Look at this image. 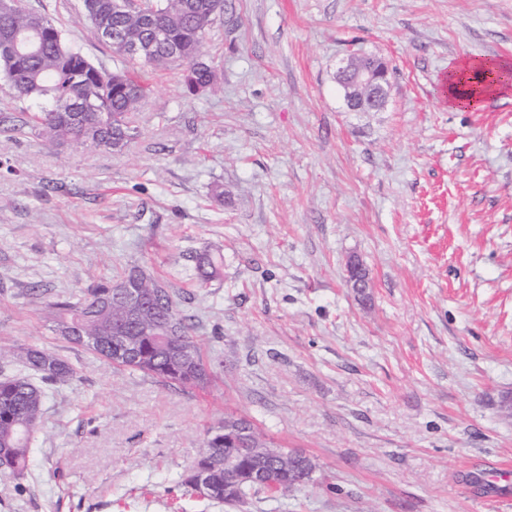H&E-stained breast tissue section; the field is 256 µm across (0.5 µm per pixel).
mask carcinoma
Returning <instances> with one entry per match:
<instances>
[{"mask_svg": "<svg viewBox=\"0 0 512 512\" xmlns=\"http://www.w3.org/2000/svg\"><path fill=\"white\" fill-rule=\"evenodd\" d=\"M113 0H82V13L98 38L113 53L125 56L124 43L104 38V32L121 29L125 40L144 42L150 30L164 37L152 46V64L180 59L188 64L183 84L195 81L212 87L215 74L198 61L200 48L224 0H126V8H112ZM0 81L18 99L38 104L34 112L0 117L12 130L36 131L49 141L87 150L125 149L139 135L134 114L148 88L124 68L106 71L94 66L70 42L50 13L30 8L29 0H13L0 12ZM512 83V71L483 67L464 69L457 78L461 95L479 99L493 89ZM89 101L88 110L74 118L72 105ZM200 284L218 277L224 266L220 251L196 258ZM133 288L151 301L149 311L136 316L117 294ZM56 331L78 344L71 331L99 340L85 350L116 367L151 376L172 387L205 388L210 371L202 343L192 333L189 318L179 308V296L168 281L139 267L97 281L77 293L56 295L46 303ZM123 328L132 339L135 354H117L111 345L113 331ZM77 377L69 361L38 345L0 348V474L18 477L30 461L35 434L42 423L48 393ZM269 442L243 417H226L208 431L198 454V466L208 470L213 495L208 500L230 506L243 504L263 491L283 493L312 479L315 465L301 453L297 474L288 475L269 453Z\"/></svg>", "mask_w": 512, "mask_h": 512, "instance_id": "obj_1", "label": "carcinoma"}]
</instances>
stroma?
Here are the masks:
<instances>
[{
	"mask_svg": "<svg viewBox=\"0 0 512 512\" xmlns=\"http://www.w3.org/2000/svg\"><path fill=\"white\" fill-rule=\"evenodd\" d=\"M51 2L88 60L152 91L121 152L0 131V348L78 369L0 512H512V85L464 109L441 84L512 67V0H226L195 96L184 64L122 61L81 0ZM354 52L396 71L383 111L346 109ZM213 248L223 274L198 284ZM130 265L179 292L207 389L116 369L27 294ZM230 415L309 457L311 481L236 507L183 492Z\"/></svg>",
	"mask_w": 512,
	"mask_h": 512,
	"instance_id": "1",
	"label": "stroma"
}]
</instances>
